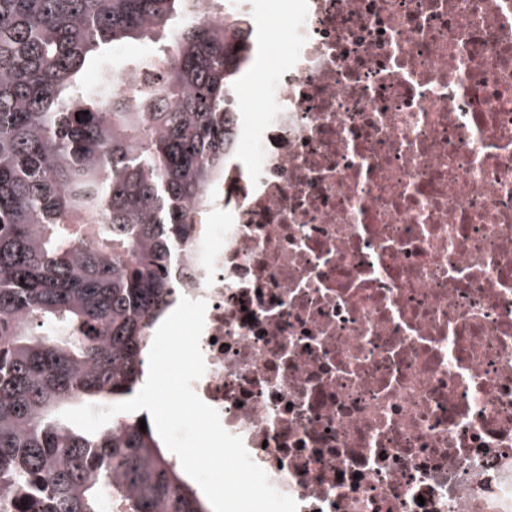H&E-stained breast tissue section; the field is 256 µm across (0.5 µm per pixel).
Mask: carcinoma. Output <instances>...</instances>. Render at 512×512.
I'll return each mask as SVG.
<instances>
[{"mask_svg":"<svg viewBox=\"0 0 512 512\" xmlns=\"http://www.w3.org/2000/svg\"><path fill=\"white\" fill-rule=\"evenodd\" d=\"M212 9L0 0V512H209L146 414L87 434L60 413L139 391L190 205L230 155L251 30ZM127 40L156 79L87 87L89 55Z\"/></svg>","mask_w":512,"mask_h":512,"instance_id":"carcinoma-1","label":"carcinoma"}]
</instances>
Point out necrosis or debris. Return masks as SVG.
<instances>
[{
    "label": "necrosis or debris",
    "instance_id": "necrosis-or-debris-1",
    "mask_svg": "<svg viewBox=\"0 0 512 512\" xmlns=\"http://www.w3.org/2000/svg\"><path fill=\"white\" fill-rule=\"evenodd\" d=\"M262 95L170 269L195 393L298 512H512V0H288Z\"/></svg>",
    "mask_w": 512,
    "mask_h": 512
}]
</instances>
